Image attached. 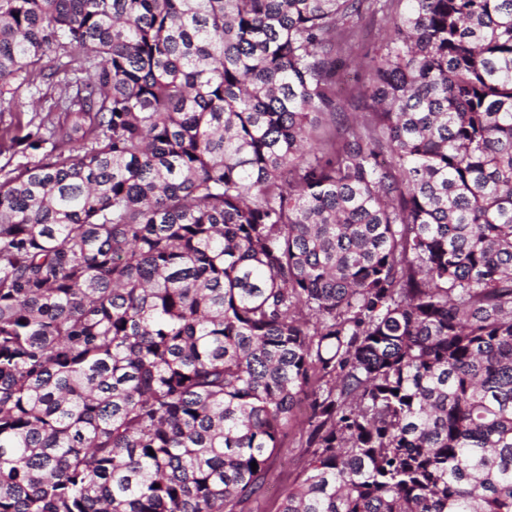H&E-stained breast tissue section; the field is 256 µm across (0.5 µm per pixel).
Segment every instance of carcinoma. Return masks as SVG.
I'll return each mask as SVG.
<instances>
[{"instance_id": "1", "label": "carcinoma", "mask_w": 512, "mask_h": 512, "mask_svg": "<svg viewBox=\"0 0 512 512\" xmlns=\"http://www.w3.org/2000/svg\"><path fill=\"white\" fill-rule=\"evenodd\" d=\"M58 76L0 512H237L302 410L281 512H512V0H0V87Z\"/></svg>"}]
</instances>
